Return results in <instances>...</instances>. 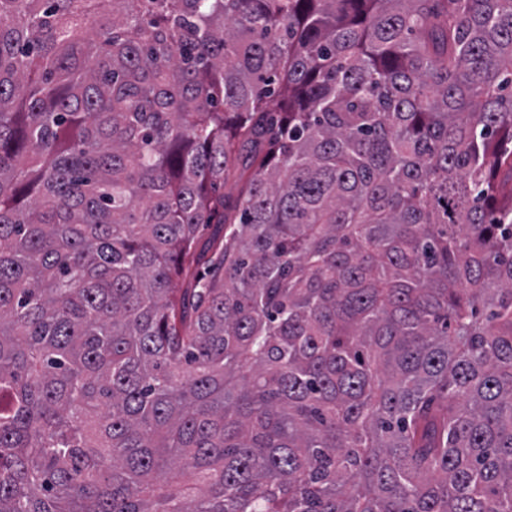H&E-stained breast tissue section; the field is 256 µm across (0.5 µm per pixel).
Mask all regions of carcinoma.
<instances>
[{
  "instance_id": "carcinoma-1",
  "label": "carcinoma",
  "mask_w": 512,
  "mask_h": 512,
  "mask_svg": "<svg viewBox=\"0 0 512 512\" xmlns=\"http://www.w3.org/2000/svg\"><path fill=\"white\" fill-rule=\"evenodd\" d=\"M509 86L512 0H0V512H512Z\"/></svg>"
}]
</instances>
